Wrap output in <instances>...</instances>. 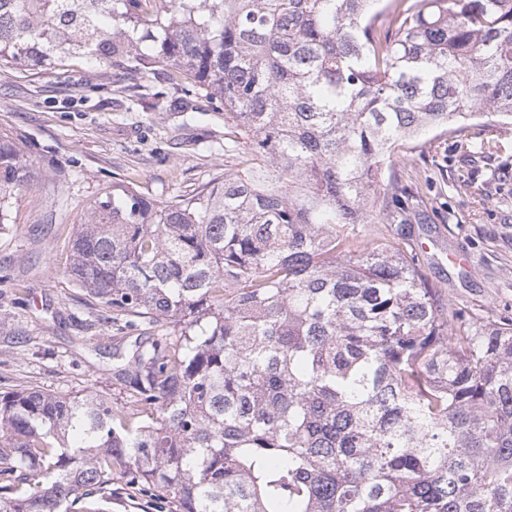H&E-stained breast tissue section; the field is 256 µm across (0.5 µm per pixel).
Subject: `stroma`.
Returning a JSON list of instances; mask_svg holds the SVG:
<instances>
[{
	"mask_svg": "<svg viewBox=\"0 0 512 512\" xmlns=\"http://www.w3.org/2000/svg\"><path fill=\"white\" fill-rule=\"evenodd\" d=\"M99 68L65 61L52 74L0 70V133L27 155L31 188L0 226V392L37 388L74 397L128 394L114 379L115 345L149 336L116 329L70 276L69 237L100 192L132 181L164 201L211 185L224 171V120L164 74L121 93L95 89ZM500 143L490 154L480 140ZM422 180L426 208L405 231L443 303L512 312V136L487 122L431 135L404 184ZM102 512H172L170 504L113 482Z\"/></svg>",
	"mask_w": 512,
	"mask_h": 512,
	"instance_id": "obj_1",
	"label": "stroma"
}]
</instances>
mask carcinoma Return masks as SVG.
Returning a JSON list of instances; mask_svg holds the SVG:
<instances>
[{"label":"carcinoma","instance_id":"1","mask_svg":"<svg viewBox=\"0 0 512 512\" xmlns=\"http://www.w3.org/2000/svg\"><path fill=\"white\" fill-rule=\"evenodd\" d=\"M166 72L224 111L212 186L117 183L70 276L135 339L100 393H0V512H512V317L444 306L399 160L512 133V0H0V69ZM32 171L0 134V224ZM103 512H171L174 508L164 500L144 491L131 490L123 483L112 481V498L100 502Z\"/></svg>","mask_w":512,"mask_h":512}]
</instances>
